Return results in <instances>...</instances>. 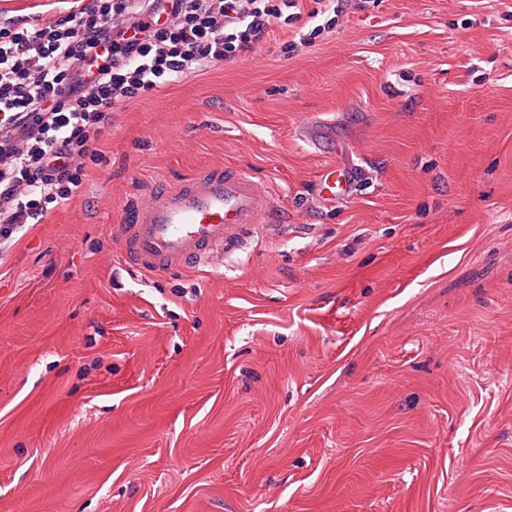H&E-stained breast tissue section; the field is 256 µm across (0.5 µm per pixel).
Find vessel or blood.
Wrapping results in <instances>:
<instances>
[{
	"mask_svg": "<svg viewBox=\"0 0 512 512\" xmlns=\"http://www.w3.org/2000/svg\"><path fill=\"white\" fill-rule=\"evenodd\" d=\"M352 173L327 167L321 190H348ZM269 187L249 173L214 166L174 185L155 188L147 200L127 205L118 228L124 261L158 273L197 266L214 252L236 247L246 231L268 216Z\"/></svg>",
	"mask_w": 512,
	"mask_h": 512,
	"instance_id": "vessel-or-blood-1",
	"label": "vessel or blood"
}]
</instances>
